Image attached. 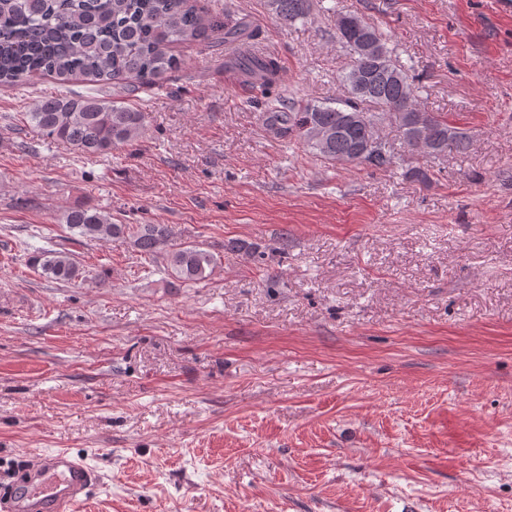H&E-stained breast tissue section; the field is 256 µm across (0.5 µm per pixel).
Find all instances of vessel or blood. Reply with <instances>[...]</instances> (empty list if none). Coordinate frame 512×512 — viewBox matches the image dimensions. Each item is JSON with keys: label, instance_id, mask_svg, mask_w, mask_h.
Masks as SVG:
<instances>
[{"label": "vessel or blood", "instance_id": "b4317fda", "mask_svg": "<svg viewBox=\"0 0 512 512\" xmlns=\"http://www.w3.org/2000/svg\"><path fill=\"white\" fill-rule=\"evenodd\" d=\"M99 475L85 459L60 450L37 455L18 492L0 497V512H72Z\"/></svg>", "mask_w": 512, "mask_h": 512}]
</instances>
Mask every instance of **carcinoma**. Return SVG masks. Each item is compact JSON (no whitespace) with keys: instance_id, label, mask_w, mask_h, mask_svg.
<instances>
[{"instance_id":"obj_1","label":"carcinoma","mask_w":512,"mask_h":512,"mask_svg":"<svg viewBox=\"0 0 512 512\" xmlns=\"http://www.w3.org/2000/svg\"><path fill=\"white\" fill-rule=\"evenodd\" d=\"M282 26L305 19L314 0H269ZM242 27H226L217 11H203L196 0H0V85H21L33 77L71 76L108 85L117 91L155 86L180 67L174 49L214 39L236 42ZM336 39L349 50L351 64L342 77L348 95L336 101L272 106L262 115L266 131L295 138L327 163H350L386 171L396 163L387 142L365 149L386 121L396 125L408 151L429 156L463 152L469 140L441 112L421 108L412 78L392 57L387 39L364 21L360 31L336 29ZM245 84L266 91L277 82L281 67L268 56L242 55L234 60ZM365 103L378 105L370 112ZM422 114L430 133L421 147L413 142L403 113ZM24 119L50 140L60 141L82 156L102 155L142 137L145 115L119 98H73L47 95L35 100ZM331 130L326 141L320 131ZM62 222L71 236L86 241L122 239L145 258L159 263L182 282L208 280L217 257L201 244L174 241L166 224H117L99 208L73 207ZM42 274L57 282H85L87 271L66 250H49L36 259Z\"/></svg>"}]
</instances>
